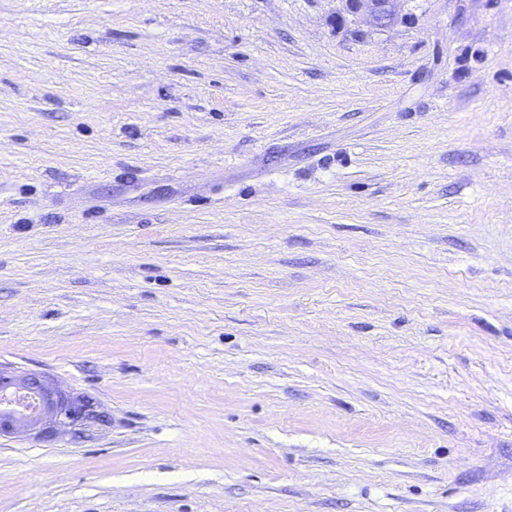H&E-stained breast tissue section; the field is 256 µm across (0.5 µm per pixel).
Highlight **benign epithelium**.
Segmentation results:
<instances>
[{
  "label": "benign epithelium",
  "instance_id": "benign-epithelium-1",
  "mask_svg": "<svg viewBox=\"0 0 512 512\" xmlns=\"http://www.w3.org/2000/svg\"><path fill=\"white\" fill-rule=\"evenodd\" d=\"M350 12L362 14L375 27L395 20L396 0H345ZM0 391L29 395L30 407L0 408V437L27 434L52 441L63 433L82 438L94 426L109 422L106 412L93 399L62 389L49 376L37 372H17L0 366Z\"/></svg>",
  "mask_w": 512,
  "mask_h": 512
}]
</instances>
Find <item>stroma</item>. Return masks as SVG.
Here are the masks:
<instances>
[{
	"label": "stroma",
	"mask_w": 512,
	"mask_h": 512,
	"mask_svg": "<svg viewBox=\"0 0 512 512\" xmlns=\"http://www.w3.org/2000/svg\"><path fill=\"white\" fill-rule=\"evenodd\" d=\"M0 0V512H512V0ZM350 12L362 14L375 27H387L395 20L398 0H344ZM0 391L29 395L31 407L0 408V437L27 434L52 441L67 433L82 438L94 426L106 425L109 417L93 399L62 389L49 376L17 372L0 365Z\"/></svg>",
	"instance_id": "obj_1"
}]
</instances>
